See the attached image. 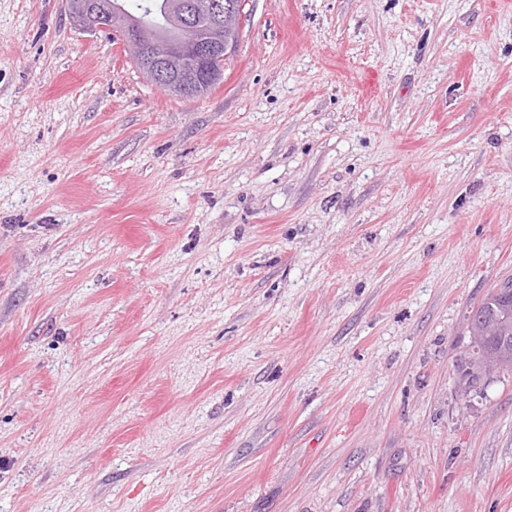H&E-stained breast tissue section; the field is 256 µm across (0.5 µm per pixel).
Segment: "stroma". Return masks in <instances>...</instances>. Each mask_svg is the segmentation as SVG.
I'll use <instances>...</instances> for the list:
<instances>
[{"label":"stroma","mask_w":512,"mask_h":512,"mask_svg":"<svg viewBox=\"0 0 512 512\" xmlns=\"http://www.w3.org/2000/svg\"><path fill=\"white\" fill-rule=\"evenodd\" d=\"M152 84L0 0V512H512V0H249ZM489 294L485 299H488ZM484 299V300H485ZM485 312L488 317L492 320L496 321L495 325L497 327V333L490 334V336H496V342L498 344H502V346L507 350H512V320H501L500 318L503 315H500L499 308L497 306V302L491 298L486 303Z\"/></svg>","instance_id":"obj_1"}]
</instances>
